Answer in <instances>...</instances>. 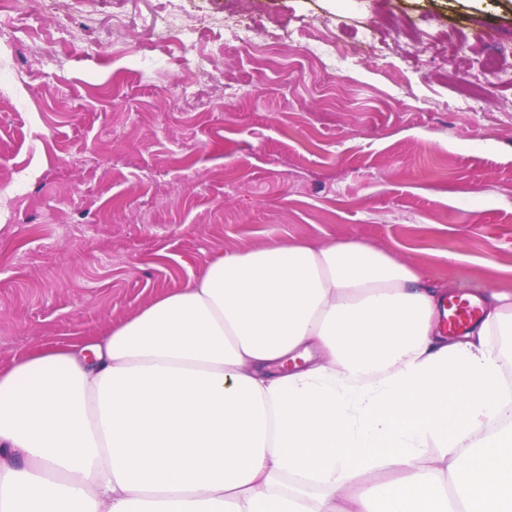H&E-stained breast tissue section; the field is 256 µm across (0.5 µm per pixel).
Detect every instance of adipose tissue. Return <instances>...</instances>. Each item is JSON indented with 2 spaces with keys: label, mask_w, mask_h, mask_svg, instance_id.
Masks as SVG:
<instances>
[{
  "label": "adipose tissue",
  "mask_w": 512,
  "mask_h": 512,
  "mask_svg": "<svg viewBox=\"0 0 512 512\" xmlns=\"http://www.w3.org/2000/svg\"><path fill=\"white\" fill-rule=\"evenodd\" d=\"M447 290L355 240L217 254L0 371V512H512V294L451 338Z\"/></svg>",
  "instance_id": "1"
}]
</instances>
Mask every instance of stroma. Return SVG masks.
I'll return each mask as SVG.
<instances>
[{"label": "stroma", "mask_w": 512, "mask_h": 512, "mask_svg": "<svg viewBox=\"0 0 512 512\" xmlns=\"http://www.w3.org/2000/svg\"><path fill=\"white\" fill-rule=\"evenodd\" d=\"M171 5L212 46L233 17L301 44L330 29L351 61L327 82L304 53L231 50L228 101L195 51L136 53ZM115 8L18 0L20 22H0V174L21 187L0 213L1 370L91 344L215 254L272 240L355 238L450 294L512 292V0H133L117 34ZM54 32L68 51L48 57Z\"/></svg>", "instance_id": "stroma-1"}]
</instances>
